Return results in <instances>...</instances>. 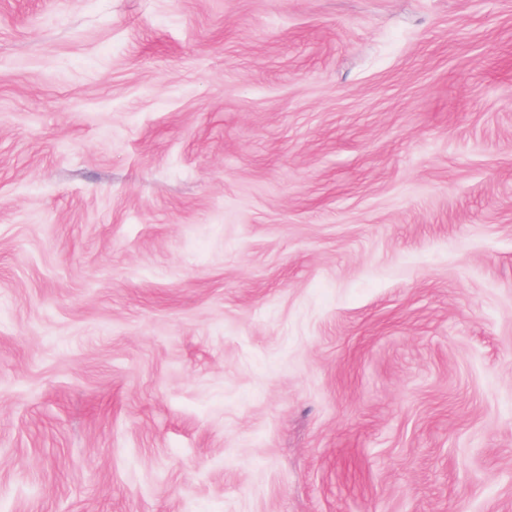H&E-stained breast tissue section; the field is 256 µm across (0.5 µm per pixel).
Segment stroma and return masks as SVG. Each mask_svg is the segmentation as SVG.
Listing matches in <instances>:
<instances>
[{
	"instance_id": "stroma-1",
	"label": "stroma",
	"mask_w": 512,
	"mask_h": 512,
	"mask_svg": "<svg viewBox=\"0 0 512 512\" xmlns=\"http://www.w3.org/2000/svg\"><path fill=\"white\" fill-rule=\"evenodd\" d=\"M0 512H512V0H0Z\"/></svg>"
}]
</instances>
